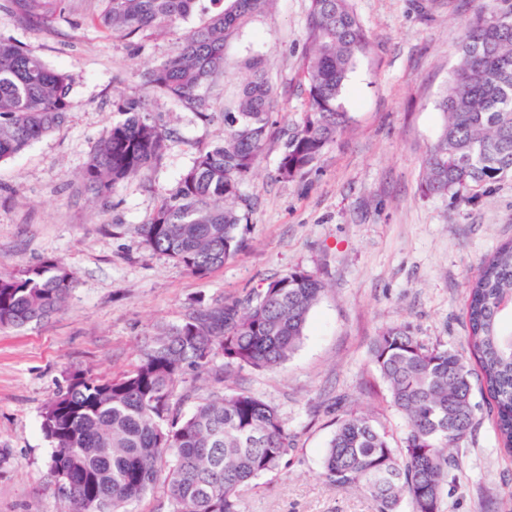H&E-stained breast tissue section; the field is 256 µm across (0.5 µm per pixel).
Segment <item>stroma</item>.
Instances as JSON below:
<instances>
[{"label": "stroma", "instance_id": "stroma-1", "mask_svg": "<svg viewBox=\"0 0 512 512\" xmlns=\"http://www.w3.org/2000/svg\"><path fill=\"white\" fill-rule=\"evenodd\" d=\"M371 36L342 102L348 127L303 175L276 171L307 108L303 75L309 0H270L227 39L216 105L197 116L160 99L152 114L171 131L161 164L122 184L98 211L79 175L116 121L115 97L138 96L140 71L167 59L199 16L139 43L96 28L101 0H64L63 19L27 27L0 0V37L13 38L75 83L68 120L0 162V268L19 271L58 257L75 286L63 311L21 330H0V512H70L49 469L40 423L69 376L128 370L146 336L181 323L193 306L242 300L294 269L321 279L305 336L275 371L244 369L228 387L274 405L295 437L280 471L259 479L243 512H377L359 490H339L321 461L336 427L335 402L370 412L400 438L402 420L369 359L379 331L408 325L429 345L466 352L464 286L478 261L512 239V179L461 203L425 196L421 158L438 135L436 103L456 63L477 0H350ZM260 58L277 95L254 177L243 245L224 267L196 277L152 254L138 233L198 151L224 139L250 59ZM459 449L462 470L446 512H512V457L499 447L481 392Z\"/></svg>", "mask_w": 512, "mask_h": 512}]
</instances>
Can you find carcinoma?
<instances>
[{
	"label": "carcinoma",
	"instance_id": "carcinoma-1",
	"mask_svg": "<svg viewBox=\"0 0 512 512\" xmlns=\"http://www.w3.org/2000/svg\"><path fill=\"white\" fill-rule=\"evenodd\" d=\"M94 25L114 37L143 38L200 11L162 64L144 74L145 94L114 101L122 119L101 137L82 172L101 206L123 183L158 164L171 137L152 119L151 99L165 98L202 116L209 89L224 72V42L269 0H103ZM466 26L446 91L443 123L422 157V191L462 201L512 179V0H492ZM28 26L64 17L62 0H8ZM370 36L350 0H310L303 74L309 102L277 168L305 173L348 123L340 103ZM73 77L53 69L20 43L0 38V162L63 125ZM275 92L252 67L236 112L224 113V141L199 150L139 234L155 254L205 277L241 248L249 221L242 192L264 149ZM74 288L60 258L21 271L0 269V329H21L63 310ZM324 283L292 270L243 301L200 306L151 337L138 362L112 376L75 372L41 415L52 443L51 473L68 476L71 512H127L165 474L170 512H241L260 477L277 471L294 449L278 410L255 393L213 392L187 413L182 406L200 381L222 380L231 368L273 371L299 347ZM471 358L429 347L405 325L374 337L370 362L402 418L394 446L367 412L336 408L322 475L339 489L368 494L377 512H444L448 484L458 479L456 449L473 426L472 378L486 394L502 450L512 455V241L479 263L466 296ZM224 357V366L215 364Z\"/></svg>",
	"mask_w": 512,
	"mask_h": 512
}]
</instances>
